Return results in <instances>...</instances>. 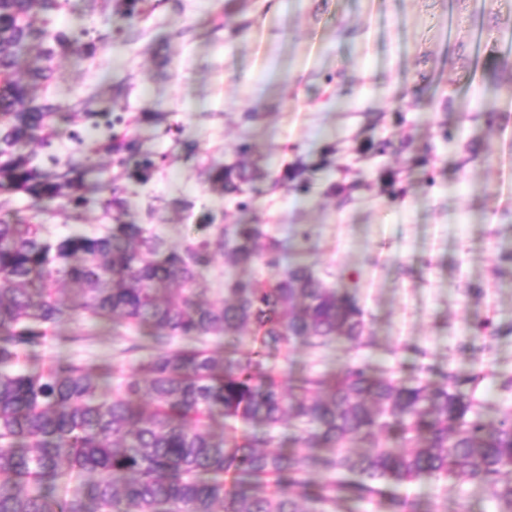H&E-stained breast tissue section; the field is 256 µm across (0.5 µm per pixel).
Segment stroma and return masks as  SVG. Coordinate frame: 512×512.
Listing matches in <instances>:
<instances>
[{
    "label": "stroma",
    "instance_id": "1",
    "mask_svg": "<svg viewBox=\"0 0 512 512\" xmlns=\"http://www.w3.org/2000/svg\"><path fill=\"white\" fill-rule=\"evenodd\" d=\"M104 15L111 48L59 55L45 93L123 109L141 155L164 157L129 185L123 221L171 245L208 223L261 224L283 265L354 297L363 345L295 344L283 378L356 362L404 381L451 372L486 423L512 416V0H167L141 21L69 0L56 24ZM380 142L385 155L358 151ZM299 160L318 167L307 193L285 179ZM326 161L348 197L325 195ZM239 162L266 171L243 209L207 180ZM136 339L81 319L39 361L107 364L115 386L143 357ZM404 492L418 512H497L486 485L427 478Z\"/></svg>",
    "mask_w": 512,
    "mask_h": 512
}]
</instances>
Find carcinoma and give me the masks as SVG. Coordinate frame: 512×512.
<instances>
[{"instance_id":"1","label":"carcinoma","mask_w":512,"mask_h":512,"mask_svg":"<svg viewBox=\"0 0 512 512\" xmlns=\"http://www.w3.org/2000/svg\"><path fill=\"white\" fill-rule=\"evenodd\" d=\"M62 0H0V512H302L381 497L390 512H415L392 485L424 478L493 487L498 512H512V419L491 426L454 376L406 383L366 364L338 376L284 381L276 360L296 341L359 345L364 311L307 264L279 270V240L262 224H234L169 245L143 224H124L121 179L144 185L156 161L136 157L129 127L90 101L37 98L64 52L95 55L110 34L80 42L46 25ZM36 53L26 77L23 55ZM65 112H81L77 151L43 163L27 144L58 134ZM122 171L88 192L100 155ZM255 178L245 165L217 166L212 183L234 199ZM28 205L20 210L14 198ZM99 209L108 224L81 229ZM69 213L56 236L46 217ZM236 269L259 261L265 279L224 280V299L203 300L216 255ZM81 317L136 329L146 360L105 390L70 356L20 369L47 337ZM251 332L243 344V331ZM222 341L210 350L203 337ZM179 338L182 344L170 347ZM295 429L294 447L275 431ZM98 479L70 489L75 478ZM317 474L330 476L318 480Z\"/></svg>"}]
</instances>
